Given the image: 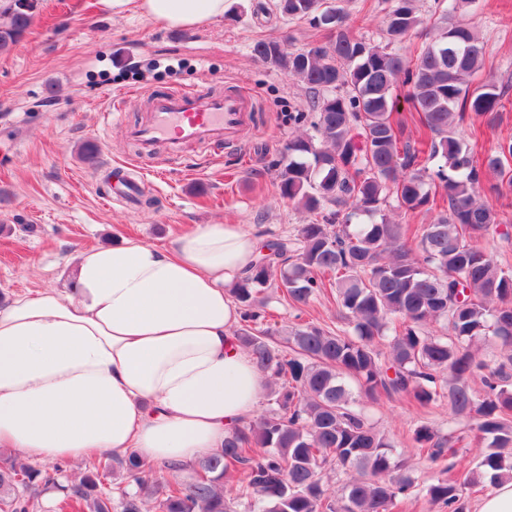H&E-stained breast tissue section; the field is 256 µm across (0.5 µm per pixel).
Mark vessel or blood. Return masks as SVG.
<instances>
[{
  "label": "vessel or blood",
  "mask_w": 512,
  "mask_h": 512,
  "mask_svg": "<svg viewBox=\"0 0 512 512\" xmlns=\"http://www.w3.org/2000/svg\"><path fill=\"white\" fill-rule=\"evenodd\" d=\"M147 115L125 134L144 157L162 164L177 160L183 146L221 145L236 142L250 126L258 106L242 87L221 94L197 88L169 87L147 95Z\"/></svg>",
  "instance_id": "obj_1"
}]
</instances>
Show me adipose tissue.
<instances>
[{
  "label": "adipose tissue",
  "mask_w": 512,
  "mask_h": 512,
  "mask_svg": "<svg viewBox=\"0 0 512 512\" xmlns=\"http://www.w3.org/2000/svg\"><path fill=\"white\" fill-rule=\"evenodd\" d=\"M169 28L228 0H137ZM243 224H200L171 247L123 241L73 256L70 288L0 306V447L45 462L129 449L185 466L256 412L266 379L233 334L229 289L258 255Z\"/></svg>",
  "instance_id": "1"
}]
</instances>
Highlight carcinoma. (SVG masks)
I'll return each instance as SVG.
<instances>
[{"mask_svg":"<svg viewBox=\"0 0 512 512\" xmlns=\"http://www.w3.org/2000/svg\"><path fill=\"white\" fill-rule=\"evenodd\" d=\"M416 0H391L385 43L349 34L348 14L328 0H278L284 16L332 31L325 43L290 51L272 38L256 43L254 55L279 67L311 93L316 135L288 140L279 166L281 198L321 214L296 234L271 237L252 269L231 288L241 309L236 331L258 370L275 380L269 408L237 427L224 447L191 467L164 465L167 474L150 485L152 464L131 451L124 457H93L78 482L65 487L61 512H232L231 499L250 512H392L399 500L423 493L448 512H465L462 485L512 481V356L496 367L481 359L478 342L512 351V272L473 237L499 236L485 189L512 187V143L483 159L462 138L494 111L503 91L476 84L483 45L473 26L457 16L474 0H449L443 24L416 59L404 61L390 46L405 42L421 24ZM38 0H0V53L16 46L36 17ZM408 87L406 102L416 118L420 150L402 137L394 87ZM507 181L486 185L488 178ZM443 191V205L427 224L379 222L373 217L390 197L410 212H431L430 187ZM335 290L347 328L301 321L279 341L261 327L258 295L283 289V299L305 305L325 287ZM446 321V331L426 326ZM480 379L482 390L472 387ZM405 398L427 408L441 401L471 430L491 438L460 485L439 480L424 488L408 472L407 458L389 436L369 423L361 399ZM454 432L438 437L421 423L414 447L432 461L444 458ZM357 473L336 497L328 495L327 472ZM235 484L224 489L228 472ZM120 473V485L108 478ZM66 476L16 457L0 459V512H29L41 488ZM233 494L229 499L226 493Z\"/></svg>","mask_w":512,"mask_h":512,"instance_id":"carcinoma-1","label":"carcinoma"}]
</instances>
